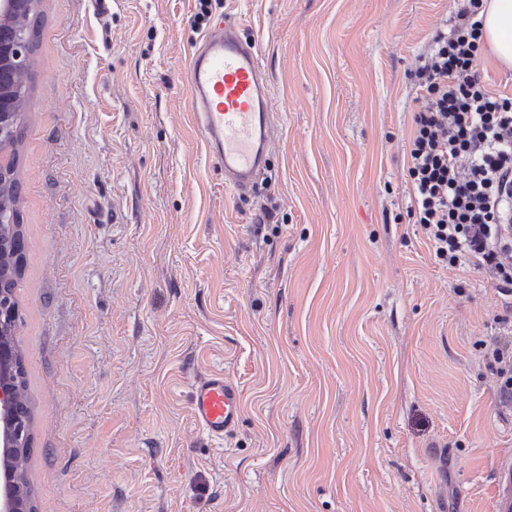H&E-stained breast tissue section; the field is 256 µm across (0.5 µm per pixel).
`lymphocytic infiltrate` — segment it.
<instances>
[{
  "label": "lymphocytic infiltrate",
  "instance_id": "lymphocytic-infiltrate-1",
  "mask_svg": "<svg viewBox=\"0 0 512 512\" xmlns=\"http://www.w3.org/2000/svg\"><path fill=\"white\" fill-rule=\"evenodd\" d=\"M483 4L463 0L418 59L407 212L438 260L471 263L511 294L512 98L494 96L479 70Z\"/></svg>",
  "mask_w": 512,
  "mask_h": 512
}]
</instances>
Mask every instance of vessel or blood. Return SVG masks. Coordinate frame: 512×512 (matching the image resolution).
I'll return each instance as SVG.
<instances>
[{
    "instance_id": "vessel-or-blood-1",
    "label": "vessel or blood",
    "mask_w": 512,
    "mask_h": 512,
    "mask_svg": "<svg viewBox=\"0 0 512 512\" xmlns=\"http://www.w3.org/2000/svg\"><path fill=\"white\" fill-rule=\"evenodd\" d=\"M185 79L206 157L221 169L226 187L249 192L266 170L276 127L271 83L256 42L241 37L238 22L218 19L191 54ZM192 411L200 428L224 436L239 420V390L223 373L200 376ZM496 479V512H512V459L499 462Z\"/></svg>"
}]
</instances>
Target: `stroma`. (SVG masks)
I'll return each instance as SVG.
<instances>
[{"label": "stroma", "mask_w": 512, "mask_h": 512, "mask_svg": "<svg viewBox=\"0 0 512 512\" xmlns=\"http://www.w3.org/2000/svg\"><path fill=\"white\" fill-rule=\"evenodd\" d=\"M458 0H211L259 44L271 182L210 162L197 0H39L17 296L37 512H495L505 297L407 214L414 71ZM273 199L279 224H257ZM237 385V427L192 385ZM488 364L495 370L501 398L512 401V348L490 344L485 352ZM192 411L195 423L215 437H224L236 427L240 416V394L224 373L212 372L193 384Z\"/></svg>", "instance_id": "obj_1"}]
</instances>
